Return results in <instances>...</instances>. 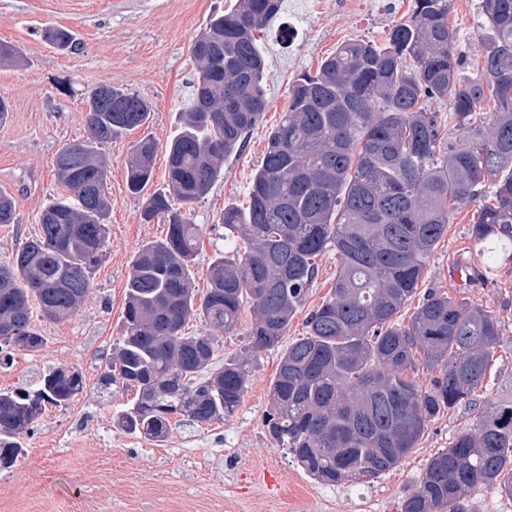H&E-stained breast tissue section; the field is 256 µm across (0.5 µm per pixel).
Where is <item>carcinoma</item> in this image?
Masks as SVG:
<instances>
[{
    "mask_svg": "<svg viewBox=\"0 0 512 512\" xmlns=\"http://www.w3.org/2000/svg\"><path fill=\"white\" fill-rule=\"evenodd\" d=\"M281 3L236 0L193 42L194 101L165 146L168 183L143 199L144 221L161 217L167 234L141 245L131 262L122 333L101 380L135 391L118 420L123 430L163 441L180 416L199 425L233 416L258 354L276 349L268 434L307 473L335 485L397 467L439 414L477 408L494 350L512 343L497 316L445 293H427L408 323L397 320L450 216L479 201L487 181L492 201L480 206L471 237L483 260L512 261V0H481L484 61L473 77L462 75L450 0H412L382 41L344 42L314 73L299 75L247 207L227 204L218 218L224 237L248 250L215 252L200 296L191 267L203 225L192 205L224 180V162L267 111L259 37ZM43 37L62 51L74 45L67 29ZM23 61L20 48L0 42V65ZM488 94L496 112L482 124L477 112ZM150 114L128 88L89 92L87 137L55 157L64 192L41 212L39 234L0 265V352L43 347L32 305L52 322L78 312L106 254L112 194L100 148ZM158 150L148 136L132 143L131 194L152 182ZM14 209L0 193V224L13 223ZM325 252L336 254V281L306 334L284 345ZM246 304V348L213 366L219 334L237 330ZM192 319L201 328L189 336ZM420 368L433 374L426 387L407 376ZM81 384L78 372L58 367L31 391H0V470L25 454L21 439L46 405L67 404ZM477 486L512 498V401L478 408L476 426L428 460L402 512H464Z\"/></svg>",
    "mask_w": 512,
    "mask_h": 512,
    "instance_id": "carcinoma-1",
    "label": "carcinoma"
}]
</instances>
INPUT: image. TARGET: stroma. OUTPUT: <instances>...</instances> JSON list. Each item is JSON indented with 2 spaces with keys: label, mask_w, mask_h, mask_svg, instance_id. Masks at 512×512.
<instances>
[{
  "label": "stroma",
  "mask_w": 512,
  "mask_h": 512,
  "mask_svg": "<svg viewBox=\"0 0 512 512\" xmlns=\"http://www.w3.org/2000/svg\"><path fill=\"white\" fill-rule=\"evenodd\" d=\"M235 0H0V42L18 46L26 65L0 67V96L10 111L0 121V192L15 200L14 221L0 224V264L40 230L39 216L59 190L54 159L59 149L85 138L84 98L104 83L138 91L152 106L150 121L124 133L103 152L112 211L106 255L78 313L54 323L34 316L45 338L35 352L0 355V389H33L51 369L78 370L83 388L64 406H47L22 440L26 453L0 471V512H401L427 460L447 448L456 433L475 424L477 413L460 406L431 421L416 448L396 468L358 483L328 485L310 476L270 439L264 425L270 382L280 354L262 352L253 365L237 412L211 425L186 421L166 441L124 432L117 425L129 394L103 386L100 377L122 330L129 267L142 244L164 238L161 219H142V200L126 184L129 148L143 135L166 145L191 106L196 69L195 35L212 13ZM282 0L280 14L261 37L266 56L264 87L270 102L244 148L225 163L224 179L193 206L204 225L191 268L206 291L211 259L235 252L217 219L229 203L246 206L269 133L287 106L288 88L302 71L316 70L336 47L353 39L380 40L404 17L411 0ZM480 0H453L448 25L466 58L465 75L481 64L477 42ZM49 27L73 31L77 48L62 52L43 38ZM475 207L456 211L427 260L418 295L434 290L467 298L497 315L512 335V264L496 265L484 280L459 286L456 271L477 267L470 236ZM318 274L288 326L286 341L305 334V318L327 297L336 278V256L316 260ZM495 403L512 398V351L499 348L480 393Z\"/></svg>",
  "instance_id": "obj_1"
}]
</instances>
